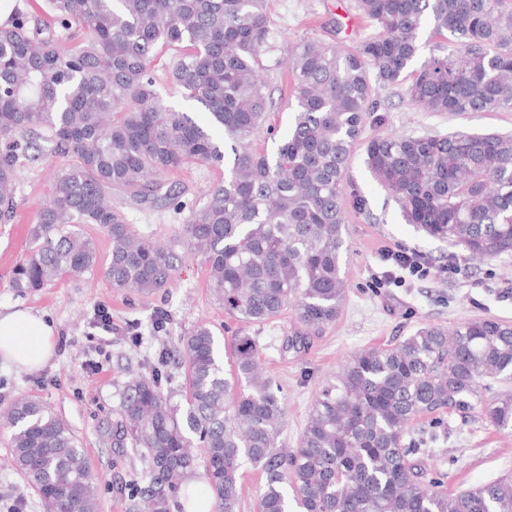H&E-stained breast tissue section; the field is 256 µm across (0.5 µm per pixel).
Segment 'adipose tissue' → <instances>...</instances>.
I'll return each instance as SVG.
<instances>
[{
	"instance_id": "1",
	"label": "adipose tissue",
	"mask_w": 512,
	"mask_h": 512,
	"mask_svg": "<svg viewBox=\"0 0 512 512\" xmlns=\"http://www.w3.org/2000/svg\"><path fill=\"white\" fill-rule=\"evenodd\" d=\"M52 324L26 308L0 312V357L25 371L46 365L55 352Z\"/></svg>"
}]
</instances>
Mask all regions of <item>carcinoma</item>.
I'll return each instance as SVG.
<instances>
[{
  "mask_svg": "<svg viewBox=\"0 0 512 512\" xmlns=\"http://www.w3.org/2000/svg\"><path fill=\"white\" fill-rule=\"evenodd\" d=\"M377 32L340 48L318 37L281 40L267 0H47L48 15L0 27V223L16 215L18 169L60 159L48 201L29 231L13 286L39 290L98 264L84 224L104 228L112 287L150 295L169 285L183 254L208 262V288L239 321L260 325L291 308L285 348L301 353L334 323L342 276L344 181L378 90L411 78L424 112L512 111V0H355ZM447 46L430 50L422 32ZM168 72L192 112L168 104L152 64ZM287 65L296 101L274 155L256 140L270 118L267 79ZM191 163L224 167V180L163 245L129 224L126 208L172 199L166 175ZM365 163L405 221L468 258L512 255V135L456 130L389 133L365 143ZM186 407L171 404L159 374L134 375L112 423V444L146 463L130 480L141 512L186 508L190 449H201L209 512H237L243 470L262 473L258 512H512V477L450 491L427 477L424 435L444 415L472 411L512 433V392L485 395L486 379L512 380V323L477 317L448 331L426 325L352 355L322 385L290 448L283 403L263 375L250 336L232 345L227 373L202 323L181 340ZM427 419L433 431L420 421ZM18 470L52 512H97L84 449L35 398L7 413ZM418 437H412V434Z\"/></svg>",
  "mask_w": 512,
  "mask_h": 512,
  "instance_id": "cac0c4a2",
  "label": "carcinoma"
}]
</instances>
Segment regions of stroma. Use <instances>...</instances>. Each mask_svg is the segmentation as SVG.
<instances>
[{"instance_id": "stroma-1", "label": "stroma", "mask_w": 512, "mask_h": 512, "mask_svg": "<svg viewBox=\"0 0 512 512\" xmlns=\"http://www.w3.org/2000/svg\"><path fill=\"white\" fill-rule=\"evenodd\" d=\"M355 0H270L271 19L289 43L322 36L350 47L373 33L374 27L358 15ZM272 133H260L258 142L274 152L293 119L295 99L288 73L278 74L271 85ZM381 124H367L363 142L357 143L347 183L358 190L365 205L348 213L344 239L348 252L342 272L347 299L336 322L311 340L305 354L283 351L292 315L284 313L262 325L237 322L207 287L208 267L203 256H186L178 264L167 288L142 297L112 288L103 273L111 242L96 224L85 225L99 255V265L79 279H63L54 286L21 292L12 286L13 270L25 257L28 235L37 209L48 199L57 161L47 158L21 170L13 223L0 224V311L28 307L43 314L56 329L55 353L42 368L27 372L0 360V410L28 396L50 405L81 440L94 476L98 512H139V501L129 490L133 472L143 461L132 452L113 447L105 434L116 419L127 380L137 373L151 374L160 353L169 360L162 374L173 404L184 405L183 368L175 353L183 336L205 323L221 340L250 336L257 340L266 373L279 390L285 408L281 435L296 446L321 385L359 349L387 345L425 325L447 328L469 319L490 316L512 323V255L480 264L460 248L429 237L406 223L398 204L367 169L365 139L391 131L423 134L459 128L475 132L512 134V111L424 112L412 107L404 86L378 92ZM223 170L204 163L185 166L169 175L175 198L161 207L127 210L129 223L161 242L177 239L189 209L202 200ZM420 253L431 267L426 279L389 280L380 259L383 249ZM453 274H443L447 265ZM106 308L111 331L95 325V313ZM165 317L164 329L154 327ZM140 334L132 342L129 331ZM98 369H90L89 361ZM446 432L430 443L423 463L430 473L443 475L448 488H470L512 475V434L495 431L474 416L450 412ZM11 430L0 421V512H46L34 488L12 461Z\"/></svg>"}]
</instances>
